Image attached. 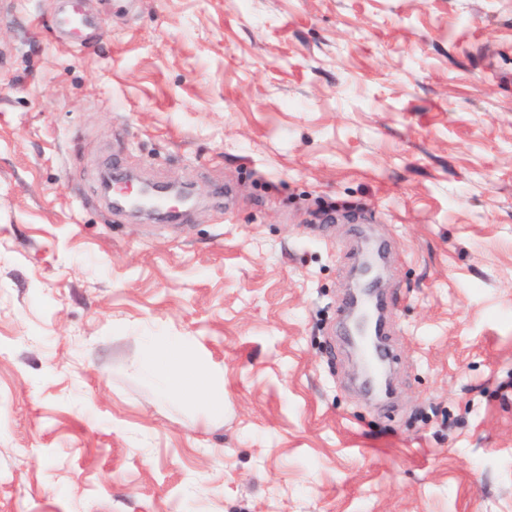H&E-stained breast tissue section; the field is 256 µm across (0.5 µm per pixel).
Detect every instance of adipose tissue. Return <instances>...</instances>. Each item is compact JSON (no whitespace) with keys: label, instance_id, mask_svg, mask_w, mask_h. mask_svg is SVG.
<instances>
[{"label":"adipose tissue","instance_id":"adipose-tissue-1","mask_svg":"<svg viewBox=\"0 0 512 512\" xmlns=\"http://www.w3.org/2000/svg\"><path fill=\"white\" fill-rule=\"evenodd\" d=\"M145 354L144 368L152 378L160 398L189 395L209 401L213 412H221L224 403L212 399L213 380L203 365L195 361L193 345L182 336L149 333L141 336Z\"/></svg>","mask_w":512,"mask_h":512}]
</instances>
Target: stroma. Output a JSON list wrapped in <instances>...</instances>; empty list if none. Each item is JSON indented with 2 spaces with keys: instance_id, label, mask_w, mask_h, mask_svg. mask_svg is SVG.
<instances>
[{
  "instance_id": "1",
  "label": "stroma",
  "mask_w": 512,
  "mask_h": 512,
  "mask_svg": "<svg viewBox=\"0 0 512 512\" xmlns=\"http://www.w3.org/2000/svg\"><path fill=\"white\" fill-rule=\"evenodd\" d=\"M79 2L81 45L0 0V512H512V0ZM112 162L204 204L112 212ZM154 330L223 414L157 396ZM356 276L357 292L351 297L355 316L349 337L357 349L364 351L366 345L374 342L380 329L372 301L382 280L377 265L364 258L356 270Z\"/></svg>"
}]
</instances>
